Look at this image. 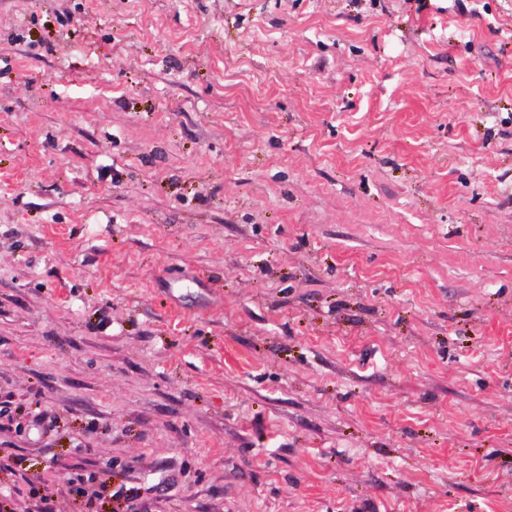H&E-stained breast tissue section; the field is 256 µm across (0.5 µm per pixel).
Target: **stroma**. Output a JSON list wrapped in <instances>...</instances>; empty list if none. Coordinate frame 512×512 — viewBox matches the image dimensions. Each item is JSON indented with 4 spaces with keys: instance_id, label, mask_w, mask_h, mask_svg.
<instances>
[{
    "instance_id": "35a3bbf8",
    "label": "stroma",
    "mask_w": 512,
    "mask_h": 512,
    "mask_svg": "<svg viewBox=\"0 0 512 512\" xmlns=\"http://www.w3.org/2000/svg\"><path fill=\"white\" fill-rule=\"evenodd\" d=\"M512 512V0H0V507Z\"/></svg>"
}]
</instances>
